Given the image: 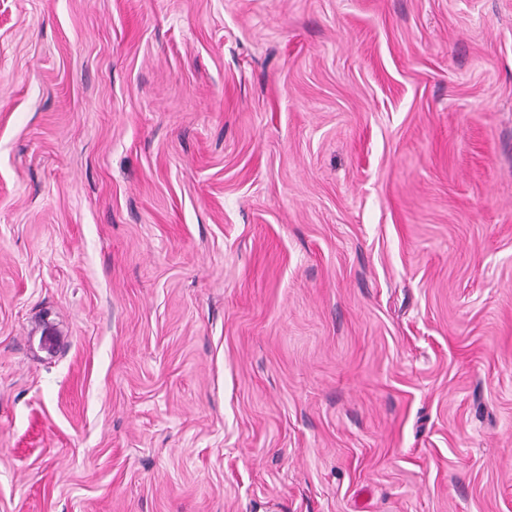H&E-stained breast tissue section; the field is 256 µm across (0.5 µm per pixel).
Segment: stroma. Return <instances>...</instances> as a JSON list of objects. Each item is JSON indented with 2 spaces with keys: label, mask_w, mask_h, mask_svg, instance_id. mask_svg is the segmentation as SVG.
I'll use <instances>...</instances> for the list:
<instances>
[{
  "label": "stroma",
  "mask_w": 512,
  "mask_h": 512,
  "mask_svg": "<svg viewBox=\"0 0 512 512\" xmlns=\"http://www.w3.org/2000/svg\"><path fill=\"white\" fill-rule=\"evenodd\" d=\"M0 512H512V0H0Z\"/></svg>",
  "instance_id": "35a3bbf8"
}]
</instances>
